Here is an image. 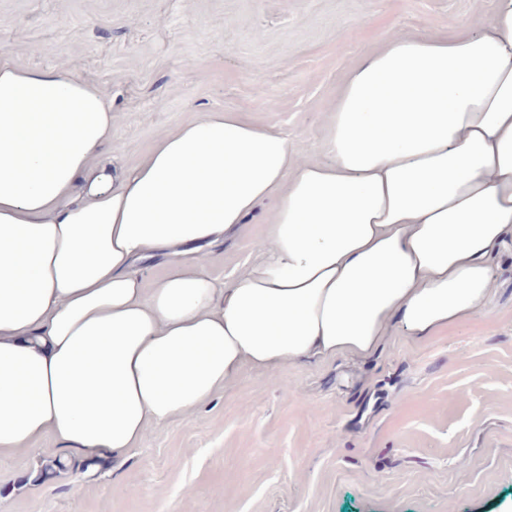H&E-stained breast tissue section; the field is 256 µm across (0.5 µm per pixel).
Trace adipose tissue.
<instances>
[{
  "mask_svg": "<svg viewBox=\"0 0 512 512\" xmlns=\"http://www.w3.org/2000/svg\"><path fill=\"white\" fill-rule=\"evenodd\" d=\"M327 126L330 165L211 112L117 168L101 92L0 62V453L52 438L75 482L244 365L365 358L480 311L512 238V0L477 33L387 37ZM265 202L260 261L216 283L196 251Z\"/></svg>",
  "mask_w": 512,
  "mask_h": 512,
  "instance_id": "adipose-tissue-1",
  "label": "adipose tissue"
}]
</instances>
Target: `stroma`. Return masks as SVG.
I'll return each mask as SVG.
<instances>
[{"instance_id": "35a3bbf8", "label": "stroma", "mask_w": 512, "mask_h": 512, "mask_svg": "<svg viewBox=\"0 0 512 512\" xmlns=\"http://www.w3.org/2000/svg\"><path fill=\"white\" fill-rule=\"evenodd\" d=\"M495 0H0V60L63 68L111 103L131 168L161 132L232 112L331 163L327 114L387 34L480 31ZM262 215L204 248L217 281L261 258ZM478 313L373 355L245 367L188 422L150 428L81 491L0 454V512H512V243Z\"/></svg>"}]
</instances>
